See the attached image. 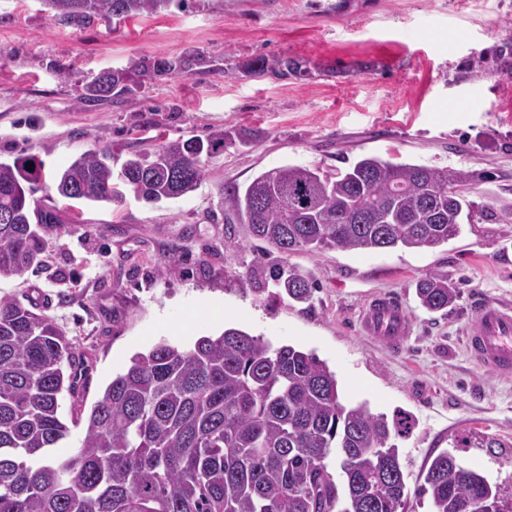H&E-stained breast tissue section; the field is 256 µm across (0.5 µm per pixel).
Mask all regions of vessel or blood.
I'll return each mask as SVG.
<instances>
[{
  "mask_svg": "<svg viewBox=\"0 0 512 512\" xmlns=\"http://www.w3.org/2000/svg\"><path fill=\"white\" fill-rule=\"evenodd\" d=\"M359 330L394 349L406 342L411 321L401 303L390 295L373 298ZM465 345L480 368L506 379L512 377V306L483 302L466 330Z\"/></svg>",
  "mask_w": 512,
  "mask_h": 512,
  "instance_id": "b4317fda",
  "label": "vessel or blood"
}]
</instances>
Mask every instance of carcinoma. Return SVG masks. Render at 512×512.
<instances>
[{
  "mask_svg": "<svg viewBox=\"0 0 512 512\" xmlns=\"http://www.w3.org/2000/svg\"><path fill=\"white\" fill-rule=\"evenodd\" d=\"M171 0H43L57 15L153 14ZM165 75L214 72L198 52L163 59ZM305 72L285 56L253 60L246 77ZM154 59L103 71L77 87L80 104L131 92V76L161 75ZM250 132L159 143L135 151L120 168L108 148L87 151L46 176L35 159L0 161V278L22 277L41 262L46 225L60 217L31 202L36 184L51 179L64 198L156 204L199 189L206 159L247 147ZM33 166H27V163ZM474 173L392 163L363 156L334 173L288 165L247 186L224 185L225 210L250 236L283 254L325 249H433L457 237L465 223L499 219L467 201ZM459 190L448 197V188ZM275 281L296 302L309 299L308 281L294 269ZM420 305L438 312L457 290L429 273L416 285ZM78 356L66 332L36 305L0 297V512H406L408 491L394 440L417 426L414 416L376 414L364 403H342L336 374L312 353L272 347L228 328L185 350L161 340L131 358L85 416L76 456L49 457L68 434L59 415L73 396ZM456 448H500L498 439L468 429ZM335 455L338 476L326 459ZM423 492L431 512H512L502 488L462 466L448 451L431 461ZM342 509H337L339 503Z\"/></svg>",
  "mask_w": 512,
  "mask_h": 512,
  "instance_id": "1",
  "label": "carcinoma"
}]
</instances>
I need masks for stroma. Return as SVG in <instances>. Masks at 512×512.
I'll return each instance as SVG.
<instances>
[{
    "label": "stroma",
    "mask_w": 512,
    "mask_h": 512,
    "mask_svg": "<svg viewBox=\"0 0 512 512\" xmlns=\"http://www.w3.org/2000/svg\"><path fill=\"white\" fill-rule=\"evenodd\" d=\"M188 51L218 72L133 81L127 97L77 106L73 90L137 58ZM286 55L301 78H247L236 67ZM247 130L252 145L205 167L194 193L148 205L85 204L40 185L56 208L38 268L0 280V297L31 300L83 357L76 396H63L69 434L51 455L78 452L71 405L91 407L131 358L160 340L190 349L235 327L272 347L293 345L335 372L344 403L412 413L399 441L407 512H430L417 487L428 462L453 452L512 495V380L480 369L464 345L479 302L512 304V0H186L154 15L76 24L41 0H0V161L36 155L58 171L88 150L115 163L152 145ZM474 171L467 196L497 213L434 249L265 251L225 214L222 187L286 165L347 168L361 156ZM173 261L159 275L160 256ZM294 269L313 287L288 298L272 278ZM446 275L448 313L423 309L416 283ZM395 295L412 322L403 351L358 331L368 300ZM504 440L457 448L458 430Z\"/></svg>",
    "instance_id": "obj_1"
}]
</instances>
